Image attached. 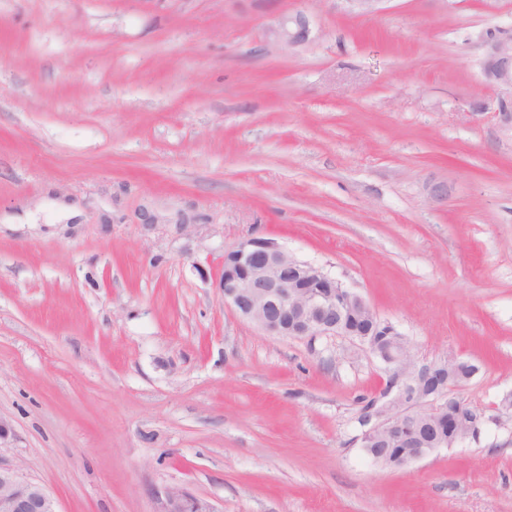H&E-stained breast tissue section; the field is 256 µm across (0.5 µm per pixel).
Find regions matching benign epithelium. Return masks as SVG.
Here are the masks:
<instances>
[{
  "label": "benign epithelium",
  "mask_w": 512,
  "mask_h": 512,
  "mask_svg": "<svg viewBox=\"0 0 512 512\" xmlns=\"http://www.w3.org/2000/svg\"><path fill=\"white\" fill-rule=\"evenodd\" d=\"M356 15L376 12L384 0H343ZM309 18L302 12L281 15L269 36L289 47L310 40ZM481 61L484 84L498 91L496 113L502 129L512 133V35L483 40ZM217 288L224 306L254 323L271 336H351L345 322L355 308L375 313L359 295L344 287L324 270L299 261L275 240L248 238L224 252ZM387 340L358 342L384 366L391 378L378 397L365 441L378 434L403 445L398 468L447 448L471 436L466 407L451 396L464 376L443 371V362L424 363L409 354L406 338L390 322L378 319ZM0 512H58L54 498L39 484L22 479L20 469L0 459ZM160 512H214L187 490L164 491Z\"/></svg>",
  "instance_id": "7a95c632"
}]
</instances>
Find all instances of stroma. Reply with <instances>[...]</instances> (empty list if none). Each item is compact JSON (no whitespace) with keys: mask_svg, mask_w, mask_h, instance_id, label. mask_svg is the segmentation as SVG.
Returning <instances> with one entry per match:
<instances>
[{"mask_svg":"<svg viewBox=\"0 0 512 512\" xmlns=\"http://www.w3.org/2000/svg\"><path fill=\"white\" fill-rule=\"evenodd\" d=\"M311 22L285 48L282 13ZM512 0H0V458L59 512H512V137L480 75ZM271 238L361 296L477 437L361 444L386 376L225 308ZM311 25L309 18L302 12L280 15L269 29V36L277 43L288 47L304 45L310 40ZM159 512H215L207 503L195 498L187 490L179 487L167 488L162 498Z\"/></svg>","mask_w":512,"mask_h":512,"instance_id":"1","label":"stroma"}]
</instances>
